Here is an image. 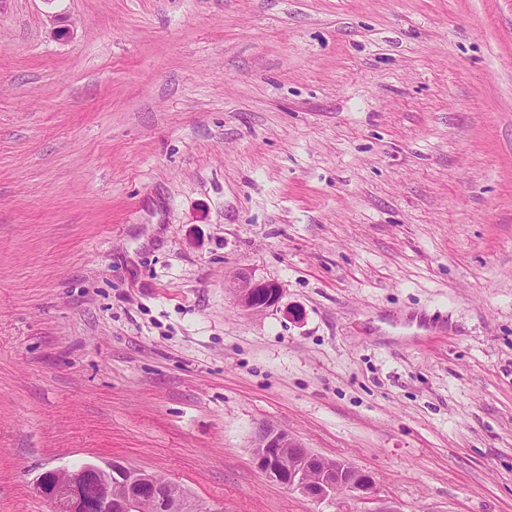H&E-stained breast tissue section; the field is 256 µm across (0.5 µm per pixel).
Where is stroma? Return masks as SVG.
Listing matches in <instances>:
<instances>
[{"label": "stroma", "mask_w": 512, "mask_h": 512, "mask_svg": "<svg viewBox=\"0 0 512 512\" xmlns=\"http://www.w3.org/2000/svg\"><path fill=\"white\" fill-rule=\"evenodd\" d=\"M264 427L375 492L271 480ZM115 458L512 512V0H0V512ZM231 290L237 304L250 311H263L279 303L281 289L274 281L253 280L240 273L232 282Z\"/></svg>", "instance_id": "1"}]
</instances>
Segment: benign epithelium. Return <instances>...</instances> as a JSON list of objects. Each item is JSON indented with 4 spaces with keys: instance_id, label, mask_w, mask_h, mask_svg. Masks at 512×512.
I'll list each match as a JSON object with an SVG mask.
<instances>
[{
    "instance_id": "benign-epithelium-1",
    "label": "benign epithelium",
    "mask_w": 512,
    "mask_h": 512,
    "mask_svg": "<svg viewBox=\"0 0 512 512\" xmlns=\"http://www.w3.org/2000/svg\"><path fill=\"white\" fill-rule=\"evenodd\" d=\"M237 304L263 311L279 303L281 289L274 281L254 280L241 273L232 282ZM257 467L269 478L312 499H323L348 488L363 495L375 491L374 478L345 461L328 460L304 448L286 431L264 428L253 447ZM94 490L88 504L85 488ZM35 493L51 512H206L177 485L152 472L114 459L104 464L51 468L34 484Z\"/></svg>"
}]
</instances>
